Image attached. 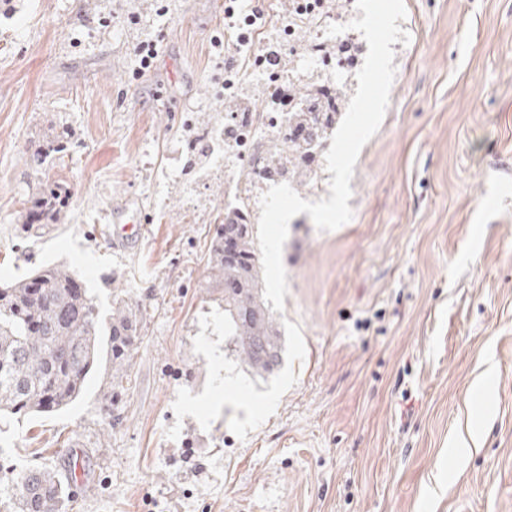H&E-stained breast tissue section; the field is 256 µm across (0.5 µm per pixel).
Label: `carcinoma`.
Instances as JSON below:
<instances>
[{"label": "carcinoma", "mask_w": 512, "mask_h": 512, "mask_svg": "<svg viewBox=\"0 0 512 512\" xmlns=\"http://www.w3.org/2000/svg\"><path fill=\"white\" fill-rule=\"evenodd\" d=\"M288 134L263 157L272 179L303 183L336 129L340 108H329L314 91L295 95ZM57 184L46 186L33 209L51 218ZM208 278L224 307V349L255 377L277 372L283 362L281 330L264 298L262 261L250 212L224 213L209 246ZM142 305L125 293L112 295L109 315L69 265L45 263L18 279L0 278V416L42 417L82 396L102 361L112 363L103 380L102 402L112 415L125 391L127 368L142 341ZM77 488L55 472L33 468L14 482L11 512H63Z\"/></svg>", "instance_id": "1"}]
</instances>
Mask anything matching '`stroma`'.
Here are the masks:
<instances>
[{
  "label": "stroma",
  "mask_w": 512,
  "mask_h": 512,
  "mask_svg": "<svg viewBox=\"0 0 512 512\" xmlns=\"http://www.w3.org/2000/svg\"><path fill=\"white\" fill-rule=\"evenodd\" d=\"M396 75L337 230L295 216L283 363L224 349V0H0V272L66 263L146 305L130 389L0 419L15 476L67 470L73 512H512V0H404ZM162 40L140 70L133 48ZM68 194L20 229L45 183ZM146 231L113 249L112 208Z\"/></svg>",
  "instance_id": "stroma-1"
}]
</instances>
